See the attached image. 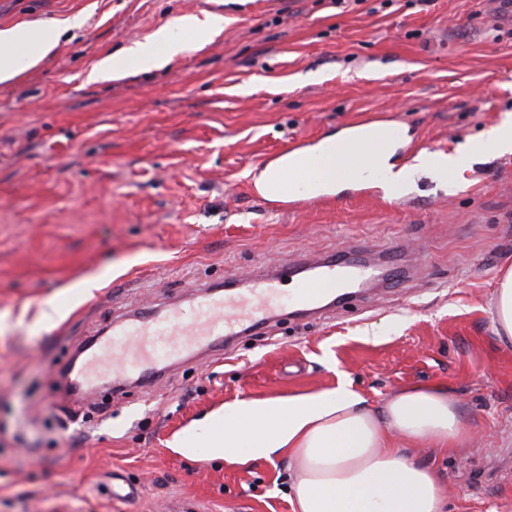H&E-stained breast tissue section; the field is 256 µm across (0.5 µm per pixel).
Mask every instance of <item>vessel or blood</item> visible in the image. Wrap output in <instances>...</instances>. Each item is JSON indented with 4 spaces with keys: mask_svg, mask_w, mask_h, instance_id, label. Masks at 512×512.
I'll use <instances>...</instances> for the list:
<instances>
[{
    "mask_svg": "<svg viewBox=\"0 0 512 512\" xmlns=\"http://www.w3.org/2000/svg\"><path fill=\"white\" fill-rule=\"evenodd\" d=\"M346 152L345 142H337V156L346 159L338 167V179L362 182L365 172L361 164L347 158ZM318 181L311 165L287 168L278 179L265 183L258 194L267 201L284 200L293 206L304 196L306 187ZM378 275L373 266L353 268L332 263L288 293L277 275L249 280L246 288L231 293L219 286L196 284L188 302L170 305L161 312L140 309L127 320L113 323L83 349L79 360L58 371V397L69 404L81 402L92 389L126 373L151 382L160 362L188 357L202 346L220 347L226 338L265 326L276 316L275 305L291 301L313 306L330 291L356 288Z\"/></svg>",
    "mask_w": 512,
    "mask_h": 512,
    "instance_id": "1",
    "label": "vessel or blood"
}]
</instances>
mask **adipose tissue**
<instances>
[{"instance_id":"1","label":"adipose tissue","mask_w":512,"mask_h":512,"mask_svg":"<svg viewBox=\"0 0 512 512\" xmlns=\"http://www.w3.org/2000/svg\"><path fill=\"white\" fill-rule=\"evenodd\" d=\"M83 18L0 25V83L37 66L59 44L65 29ZM217 15L183 16L153 39L103 58L101 71H150L185 51L189 39L203 40L223 29ZM351 155L387 181L411 180L417 171L441 176L456 171L463 155L422 153L417 166L394 167L383 133L350 144ZM493 323L501 346H512V264L500 269L493 298ZM223 442H216V432ZM469 435L458 400L441 383L414 384L389 398L381 410L369 406L347 376L335 388L269 399H242L214 413L195 447L223 445L225 459L243 461L289 457L296 512H446L448 494L433 468L401 449L391 438L427 441L454 448Z\"/></svg>"}]
</instances>
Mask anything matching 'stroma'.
<instances>
[{
	"instance_id": "35a3bbf8",
	"label": "stroma",
	"mask_w": 512,
	"mask_h": 512,
	"mask_svg": "<svg viewBox=\"0 0 512 512\" xmlns=\"http://www.w3.org/2000/svg\"><path fill=\"white\" fill-rule=\"evenodd\" d=\"M204 13L223 31L162 68L89 79ZM75 14L81 29L0 84V512H168L177 495L294 512L287 458L206 465L170 443L225 403L331 389L342 373L377 410L447 383L469 439L408 452L440 474L448 512H512V346L491 314L512 259V152L395 191L339 182L337 201L293 212L253 189L265 161L369 119L400 120L399 166L512 122V31L487 30L482 0H0V24ZM393 244L388 286L98 390L101 414L60 427L56 369L132 311L189 299L197 281ZM92 272L105 284L88 297ZM116 476L142 495L113 504Z\"/></svg>"
}]
</instances>
